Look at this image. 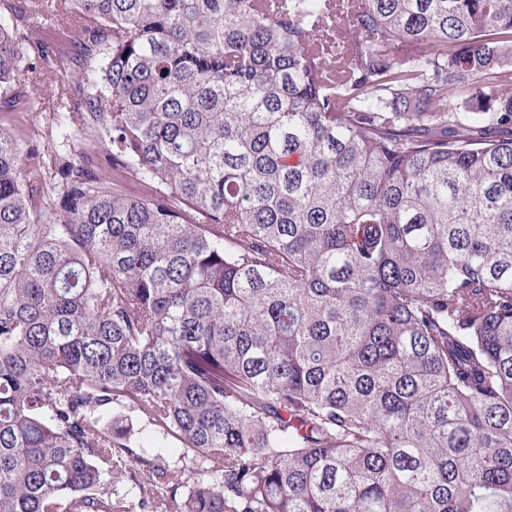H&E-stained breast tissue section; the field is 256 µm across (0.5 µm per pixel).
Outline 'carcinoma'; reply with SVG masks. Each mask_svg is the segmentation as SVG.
I'll list each match as a JSON object with an SVG mask.
<instances>
[{"label":"carcinoma","mask_w":512,"mask_h":512,"mask_svg":"<svg viewBox=\"0 0 512 512\" xmlns=\"http://www.w3.org/2000/svg\"><path fill=\"white\" fill-rule=\"evenodd\" d=\"M3 6L0 512H512V0ZM45 14L44 17L40 14L35 15L31 20L29 33H31L32 38L42 42L50 49L55 50L59 47L68 49L66 50V56L58 60L59 62L54 61L61 72L77 67L81 63L82 56L80 48L71 40L73 36L71 29L60 18ZM23 112H18L17 115L22 121V128L27 135L42 139L44 133H47L52 121V111L48 100L31 101L29 103H22L18 106Z\"/></svg>","instance_id":"cac0c4a2"}]
</instances>
